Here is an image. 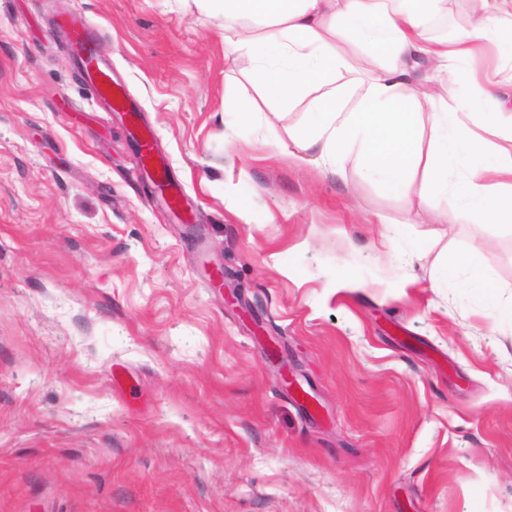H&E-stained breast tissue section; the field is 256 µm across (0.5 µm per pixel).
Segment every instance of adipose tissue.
I'll use <instances>...</instances> for the list:
<instances>
[{"label": "adipose tissue", "mask_w": 512, "mask_h": 512, "mask_svg": "<svg viewBox=\"0 0 512 512\" xmlns=\"http://www.w3.org/2000/svg\"><path fill=\"white\" fill-rule=\"evenodd\" d=\"M222 21L227 59L249 67L236 95L249 118L303 107L288 130L293 156L337 169L355 154L363 175L390 194L454 195L468 216L512 223V108L500 83L467 68L483 51L512 61V0H480L481 14L464 33L432 41L428 21L443 0H193ZM376 57L359 68L362 51ZM468 80L471 96L455 87ZM431 120L422 149V116ZM499 137L485 148L480 131ZM447 277L465 274L486 300L496 285L473 254L442 260Z\"/></svg>", "instance_id": "adipose-tissue-1"}]
</instances>
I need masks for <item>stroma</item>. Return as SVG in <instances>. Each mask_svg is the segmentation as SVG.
<instances>
[{"instance_id": "obj_1", "label": "stroma", "mask_w": 512, "mask_h": 512, "mask_svg": "<svg viewBox=\"0 0 512 512\" xmlns=\"http://www.w3.org/2000/svg\"><path fill=\"white\" fill-rule=\"evenodd\" d=\"M248 66L179 0H0V512H512V227L298 162ZM474 248L497 303L436 279ZM70 27L71 46L86 70L94 96L107 105L109 112L132 113L130 120L134 124L137 114L129 107L123 87L114 82L112 65L99 58L92 33L82 21H75ZM148 148V154H145L144 152L140 153V162L142 167L146 170V172L149 173V169H152V171L155 174L156 178H152L153 182L158 187H169V193H170V207L173 209L174 206H176L181 199V191L178 186L171 184L168 182L166 177V170L164 169V166L160 162V160L156 157L154 149H151L149 146ZM159 179V182L157 180Z\"/></svg>"}]
</instances>
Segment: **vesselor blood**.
I'll list each match as a JSON object with an SVG mask.
<instances>
[{
    "label": "vessel or blood",
    "mask_w": 512,
    "mask_h": 512,
    "mask_svg": "<svg viewBox=\"0 0 512 512\" xmlns=\"http://www.w3.org/2000/svg\"><path fill=\"white\" fill-rule=\"evenodd\" d=\"M70 39L71 46L87 73L96 99L105 103L110 111H128V98L123 87L114 82L111 65L99 58L94 37L83 22L72 23ZM140 162L144 169L154 172L160 185L168 186L171 204H178L181 191L178 186L169 185L166 171L155 153L141 154Z\"/></svg>",
    "instance_id": "b4317fda"
}]
</instances>
